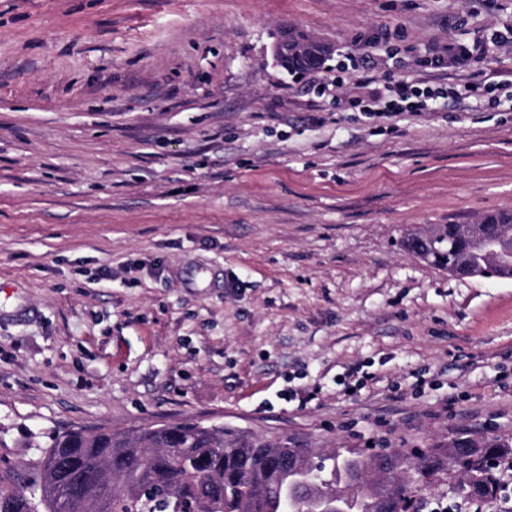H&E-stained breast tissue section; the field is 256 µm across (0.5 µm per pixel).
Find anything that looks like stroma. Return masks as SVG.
<instances>
[{"mask_svg":"<svg viewBox=\"0 0 512 512\" xmlns=\"http://www.w3.org/2000/svg\"><path fill=\"white\" fill-rule=\"evenodd\" d=\"M285 23L333 46L332 95L274 60ZM511 27L512 0H0V456L177 421L367 455L512 438V280L402 245L512 208V108L351 104ZM385 28L374 83L338 72ZM438 79L512 82V48Z\"/></svg>","mask_w":512,"mask_h":512,"instance_id":"35a3bbf8","label":"stroma"}]
</instances>
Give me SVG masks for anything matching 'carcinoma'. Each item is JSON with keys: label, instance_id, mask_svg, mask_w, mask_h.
<instances>
[{"label": "carcinoma", "instance_id": "obj_1", "mask_svg": "<svg viewBox=\"0 0 512 512\" xmlns=\"http://www.w3.org/2000/svg\"><path fill=\"white\" fill-rule=\"evenodd\" d=\"M327 43L299 32L284 69L303 72L320 67ZM481 235L469 236L462 224H435L412 230L406 248L420 242L427 264L446 270L476 267L488 278H512V252L496 262L483 252L481 237H505L512 246V209L482 215ZM299 449L264 441L224 439V427L194 422L162 424L140 432L97 428L52 434L40 454L26 462L0 457V512H313V502L288 498L300 476ZM469 459L461 495L487 500L500 484L497 469L512 465V441L458 442L429 448L412 459L401 452L379 453L389 476L372 492L354 482L368 462L332 449L310 453L321 461L312 474L315 499L345 496L354 512H418L420 479L445 469L448 458Z\"/></svg>", "mask_w": 512, "mask_h": 512}]
</instances>
